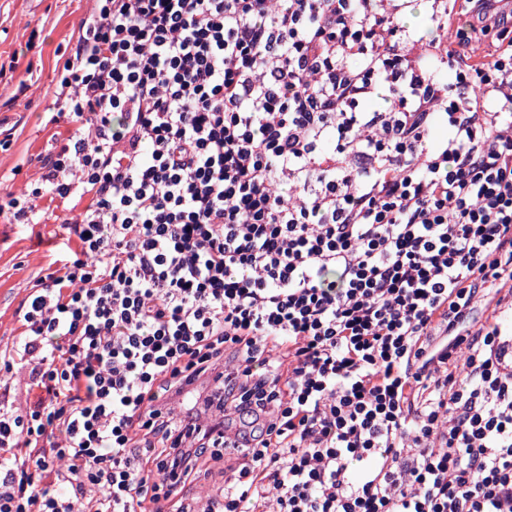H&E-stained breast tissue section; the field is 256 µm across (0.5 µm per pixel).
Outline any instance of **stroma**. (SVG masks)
Returning <instances> with one entry per match:
<instances>
[{
	"instance_id": "stroma-1",
	"label": "stroma",
	"mask_w": 512,
	"mask_h": 512,
	"mask_svg": "<svg viewBox=\"0 0 512 512\" xmlns=\"http://www.w3.org/2000/svg\"><path fill=\"white\" fill-rule=\"evenodd\" d=\"M93 0H0V204L41 176L39 156L56 136L44 121L79 19ZM68 206L43 209L37 224L0 214V355L21 334L17 311L59 259Z\"/></svg>"
}]
</instances>
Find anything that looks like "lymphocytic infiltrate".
Listing matches in <instances>:
<instances>
[{
  "mask_svg": "<svg viewBox=\"0 0 512 512\" xmlns=\"http://www.w3.org/2000/svg\"><path fill=\"white\" fill-rule=\"evenodd\" d=\"M404 2L79 20L9 202L86 206L0 365V512H512V48L449 64L456 0L428 37ZM224 481V473L219 468L202 470L197 479L185 492L189 497L196 496L202 489L215 490Z\"/></svg>",
  "mask_w": 512,
  "mask_h": 512,
  "instance_id": "lymphocytic-infiltrate-1",
  "label": "lymphocytic infiltrate"
}]
</instances>
